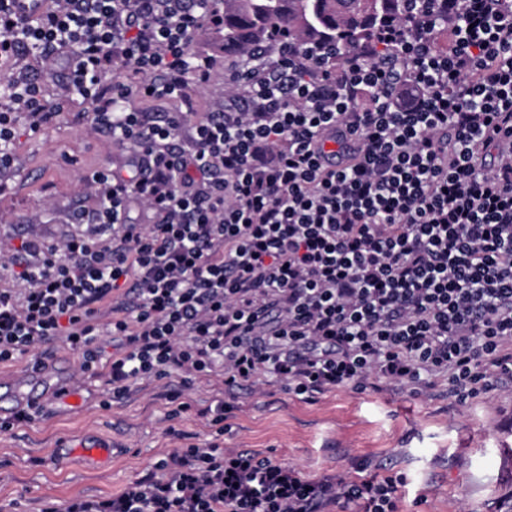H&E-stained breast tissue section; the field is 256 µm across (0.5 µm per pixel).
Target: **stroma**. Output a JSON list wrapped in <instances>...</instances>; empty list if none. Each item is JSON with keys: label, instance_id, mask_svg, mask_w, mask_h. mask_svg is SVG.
Listing matches in <instances>:
<instances>
[{"label": "stroma", "instance_id": "1", "mask_svg": "<svg viewBox=\"0 0 512 512\" xmlns=\"http://www.w3.org/2000/svg\"><path fill=\"white\" fill-rule=\"evenodd\" d=\"M191 49L216 64L213 83L194 96L197 111L205 112L238 57L225 53L223 39L207 27L196 32ZM90 109L78 99L40 133L18 130L10 171L14 191L0 197V249L28 235L46 241L71 235L73 210L96 205L83 175H129L125 147L89 133L82 115ZM45 354L43 384L53 396L34 421L0 431V512H41L49 501L118 494L174 449L212 433L198 410L221 392L207 379L185 388L193 409L171 420L155 385L105 407L101 382L80 377L77 355L60 343ZM60 386L78 395L80 404L66 403L56 392ZM232 403L225 448L258 453L309 478L401 474L406 485L398 512H512V387L464 403L442 386L422 395L347 387L305 401L281 383L260 381L235 392ZM101 440L113 447L108 462L76 455L57 466L56 449Z\"/></svg>", "mask_w": 512, "mask_h": 512}]
</instances>
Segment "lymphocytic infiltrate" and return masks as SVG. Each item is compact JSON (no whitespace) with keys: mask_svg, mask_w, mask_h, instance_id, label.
Returning a JSON list of instances; mask_svg holds the SVG:
<instances>
[{"mask_svg":"<svg viewBox=\"0 0 512 512\" xmlns=\"http://www.w3.org/2000/svg\"><path fill=\"white\" fill-rule=\"evenodd\" d=\"M14 2L0 62L34 54L57 90L21 72L0 92V196L19 124L40 132L76 97L136 174L90 173L97 206L73 211L75 234L0 262L1 362L60 342L116 397L177 375L172 419L203 377L230 391L268 376L307 399L444 380L462 403L512 384V0H433L339 64L289 37L231 70L201 119L192 95L215 64L191 38L223 26L222 0H48L35 19ZM119 66L133 87L106 83ZM131 94L185 109L156 121ZM135 204L147 223H130ZM155 469L42 512H397L405 484L309 479L216 436Z\"/></svg>","mask_w":512,"mask_h":512,"instance_id":"f902f5d3","label":"lymphocytic infiltrate"}]
</instances>
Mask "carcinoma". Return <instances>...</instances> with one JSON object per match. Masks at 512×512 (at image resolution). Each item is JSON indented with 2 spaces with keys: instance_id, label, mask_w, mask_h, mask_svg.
Instances as JSON below:
<instances>
[{
  "instance_id": "1",
  "label": "carcinoma",
  "mask_w": 512,
  "mask_h": 512,
  "mask_svg": "<svg viewBox=\"0 0 512 512\" xmlns=\"http://www.w3.org/2000/svg\"><path fill=\"white\" fill-rule=\"evenodd\" d=\"M413 0H224V48L241 51L291 31L313 43L339 47L340 61L366 42L386 17L402 19Z\"/></svg>"
}]
</instances>
